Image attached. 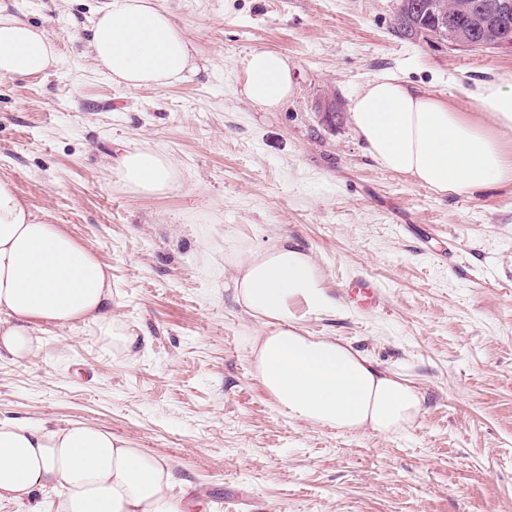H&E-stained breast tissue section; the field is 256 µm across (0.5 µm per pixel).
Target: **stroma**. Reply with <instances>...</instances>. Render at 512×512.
I'll use <instances>...</instances> for the list:
<instances>
[{"instance_id":"stroma-1","label":"stroma","mask_w":512,"mask_h":512,"mask_svg":"<svg viewBox=\"0 0 512 512\" xmlns=\"http://www.w3.org/2000/svg\"><path fill=\"white\" fill-rule=\"evenodd\" d=\"M105 0H0L44 29L48 73L0 77V178L112 275V317L45 328L0 357V420L84 421L165 461L184 512H512V183L438 195L364 151L351 96L396 76L462 112L484 73L512 82V47L397 37L398 0H165L203 67L128 90L76 32ZM287 56L277 110L241 93L252 51ZM164 153L181 180L144 196L117 184L123 151ZM312 255L336 296L312 320L424 395L381 436L289 419L250 354L227 288L224 238ZM375 281L369 307L355 282Z\"/></svg>"}]
</instances>
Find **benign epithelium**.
I'll return each mask as SVG.
<instances>
[{
    "label": "benign epithelium",
    "mask_w": 512,
    "mask_h": 512,
    "mask_svg": "<svg viewBox=\"0 0 512 512\" xmlns=\"http://www.w3.org/2000/svg\"><path fill=\"white\" fill-rule=\"evenodd\" d=\"M429 9L434 13L440 24L433 28L419 27L415 34L426 39H437L448 43L451 47H469L474 49L495 48L497 44L484 41L493 28L496 15L512 13V0H498L494 4V13L478 14L474 17L475 24L468 27L448 26V0H434Z\"/></svg>",
    "instance_id": "1"
}]
</instances>
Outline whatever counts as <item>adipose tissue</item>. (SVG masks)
<instances>
[{
  "mask_svg": "<svg viewBox=\"0 0 512 512\" xmlns=\"http://www.w3.org/2000/svg\"><path fill=\"white\" fill-rule=\"evenodd\" d=\"M101 72L132 90L167 87L196 75V50L162 0H106L81 33ZM57 61L42 30L0 14V76L45 73ZM286 56L250 54L242 93L274 110L293 97ZM464 95L475 114L457 111L396 77L373 81L350 99L355 131L381 167L434 193L468 194L512 182V84L490 78ZM122 184L145 196L166 193L178 172L164 154L126 151ZM237 303L259 327L252 343L259 377L288 418L389 435L414 422L423 394L350 343L313 336L309 319L335 314L336 299L311 256L288 241L258 248L241 239L225 256ZM109 267L35 214L0 179V349L16 358L35 349L43 327L94 322L112 328ZM161 461L103 427L59 428L0 421V501H31L64 487L59 512H182Z\"/></svg>",
  "mask_w": 512,
  "mask_h": 512,
  "instance_id": "1",
  "label": "adipose tissue"
}]
</instances>
